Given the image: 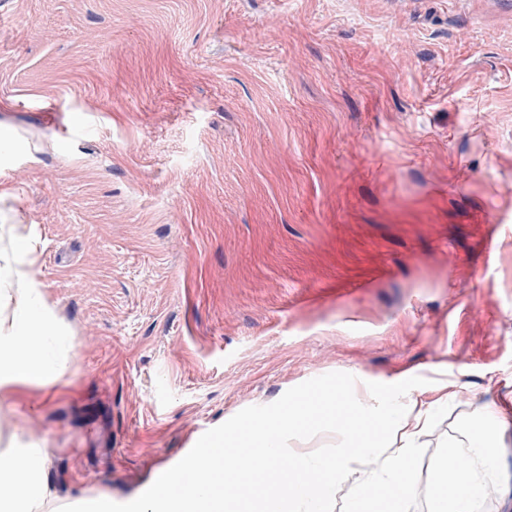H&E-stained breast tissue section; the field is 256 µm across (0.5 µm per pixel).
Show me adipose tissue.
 Listing matches in <instances>:
<instances>
[{"instance_id":"1","label":"adipose tissue","mask_w":512,"mask_h":512,"mask_svg":"<svg viewBox=\"0 0 512 512\" xmlns=\"http://www.w3.org/2000/svg\"><path fill=\"white\" fill-rule=\"evenodd\" d=\"M16 276L22 283L9 321H0V400L22 385L51 375V363L43 343L53 335V325L43 317L45 306L41 285L27 269ZM478 415L468 427L469 443L454 455L463 462L452 477L431 494L433 512H475L478 499L494 478L496 441L506 429L492 403L477 405ZM307 405L292 399L287 412L259 422L232 424L224 429V439L236 443L231 453H199L187 460L190 468L200 469L215 502L223 498L254 499L252 512H321L332 489L349 463H357L359 477L353 497L356 503L372 502L383 512H404L415 495L410 478L411 460L419 439L428 426L431 405L414 395L404 404L383 403L373 422L362 416H336L327 430L342 437L335 458L323 461L317 479L286 483L285 470L306 471L312 458L299 455L260 471H247L251 455H268L283 447L287 439L300 435ZM44 466L34 449H0V512H42L45 490L38 479Z\"/></svg>"}]
</instances>
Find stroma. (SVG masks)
<instances>
[{
    "label": "stroma",
    "mask_w": 512,
    "mask_h": 512,
    "mask_svg": "<svg viewBox=\"0 0 512 512\" xmlns=\"http://www.w3.org/2000/svg\"><path fill=\"white\" fill-rule=\"evenodd\" d=\"M60 376L0 403L49 504L146 500L225 425L392 385L509 425L512 0H0V267Z\"/></svg>",
    "instance_id": "1"
}]
</instances>
